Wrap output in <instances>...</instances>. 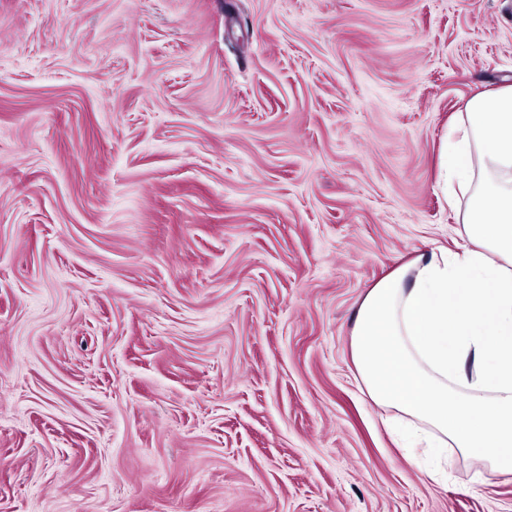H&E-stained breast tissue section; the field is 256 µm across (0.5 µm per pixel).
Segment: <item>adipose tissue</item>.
<instances>
[{
    "instance_id": "obj_1",
    "label": "adipose tissue",
    "mask_w": 512,
    "mask_h": 512,
    "mask_svg": "<svg viewBox=\"0 0 512 512\" xmlns=\"http://www.w3.org/2000/svg\"><path fill=\"white\" fill-rule=\"evenodd\" d=\"M475 186L457 250H426L376 282L351 354L369 397L416 424L409 442L512 473V84L472 98L441 182Z\"/></svg>"
}]
</instances>
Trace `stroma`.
I'll return each instance as SVG.
<instances>
[{
  "label": "stroma",
  "mask_w": 512,
  "mask_h": 512,
  "mask_svg": "<svg viewBox=\"0 0 512 512\" xmlns=\"http://www.w3.org/2000/svg\"><path fill=\"white\" fill-rule=\"evenodd\" d=\"M506 84L512 0H0V512H512L350 351Z\"/></svg>",
  "instance_id": "stroma-1"
}]
</instances>
